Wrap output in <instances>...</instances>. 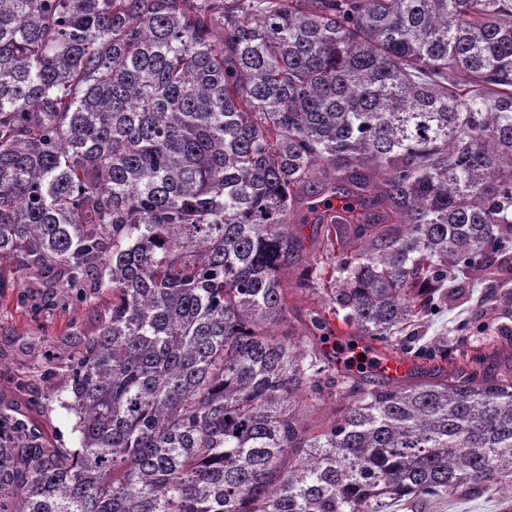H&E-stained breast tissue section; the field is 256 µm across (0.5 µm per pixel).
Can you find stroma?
<instances>
[{
	"label": "stroma",
	"mask_w": 512,
	"mask_h": 512,
	"mask_svg": "<svg viewBox=\"0 0 512 512\" xmlns=\"http://www.w3.org/2000/svg\"><path fill=\"white\" fill-rule=\"evenodd\" d=\"M512 283V273L499 272L497 280H463L452 288L445 302L433 305L416 326L405 345L386 349L367 347L368 355L405 351L420 353V367L436 373L439 363L432 358L436 341L464 340L466 347L481 351L487 370L495 375L512 371V310L493 305L488 299L496 284ZM282 285L288 293V318L294 335L304 336L308 313L319 307L321 295L298 288L295 271L284 274ZM111 305L109 292H101L90 304L47 307L32 313L21 289L0 295V401L27 405L42 396L43 409L35 420L47 434L65 448L77 449L76 418L62 409L68 398L59 370L76 349L77 334L94 333ZM427 512H512V502L493 489L466 498L446 497L433 501Z\"/></svg>",
	"instance_id": "35a3bbf8"
}]
</instances>
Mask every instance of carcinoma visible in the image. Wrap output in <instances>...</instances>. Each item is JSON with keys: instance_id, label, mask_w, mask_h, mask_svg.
<instances>
[{"instance_id": "1", "label": "carcinoma", "mask_w": 512, "mask_h": 512, "mask_svg": "<svg viewBox=\"0 0 512 512\" xmlns=\"http://www.w3.org/2000/svg\"><path fill=\"white\" fill-rule=\"evenodd\" d=\"M5 261L34 313L112 306L65 366L79 449L0 403V512H425L512 481V374L441 348L454 376L355 391L282 286L304 265L309 335L387 346L512 271V0H0ZM325 393L343 413L304 425ZM297 275L295 268L286 272L283 276L282 285L288 293V319L290 329L295 337L300 336L306 342H315L319 336L307 335L308 313L319 307L322 295L309 292L305 289L296 288Z\"/></svg>"}]
</instances>
